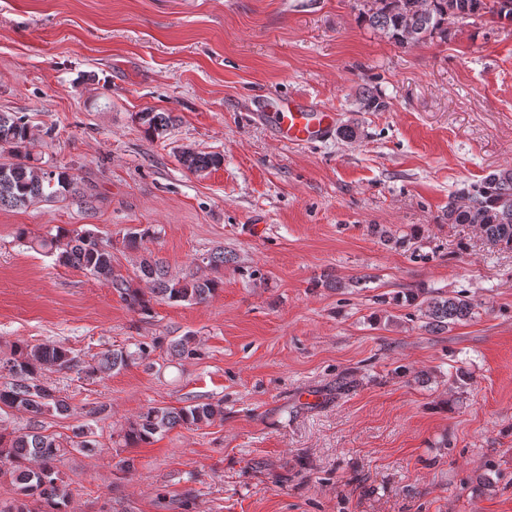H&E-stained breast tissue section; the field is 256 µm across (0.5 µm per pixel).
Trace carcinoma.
<instances>
[{
    "instance_id": "carcinoma-1",
    "label": "carcinoma",
    "mask_w": 512,
    "mask_h": 512,
    "mask_svg": "<svg viewBox=\"0 0 512 512\" xmlns=\"http://www.w3.org/2000/svg\"><path fill=\"white\" fill-rule=\"evenodd\" d=\"M512 20V0H372L364 11V20L375 31L388 36L400 46H412L428 38H447L448 26L463 24L485 16ZM141 124L152 138H162L173 124L169 112H144ZM32 137L26 116L0 112V150L20 154ZM183 168L201 174L221 165L215 154L184 148L178 154ZM80 194L77 179L66 167L43 168L29 161L0 164V209L21 208L39 202L64 201ZM448 223L473 224L491 243L512 246V170H495L480 183L448 200ZM154 228L134 227L125 242L137 248L154 238ZM19 241L29 249L53 258L55 265L76 268L104 279L113 292L137 312L150 311L153 299L169 303L197 304L212 297L223 287L222 280L194 273L170 276L158 261L144 259L131 275L114 272L112 245L90 231L57 228L54 234L30 236L22 229ZM151 284L150 293L135 286L136 281ZM417 302V311L432 330L448 329L472 318L474 303L462 295H434ZM170 348L180 359L197 355L192 339L184 336ZM135 353L114 349L94 366L83 368L90 376H102L119 370L133 361ZM79 361L64 349L32 345L25 341L11 344L0 356V372L8 379L0 383V405L29 415L24 432L0 428V479H10L17 498L0 504V512H70L71 484L57 463L71 448L97 447L84 428L72 434L46 432L43 418L66 416L70 412L67 398L45 385L47 370H71ZM221 412L218 405L193 402L181 407L147 406L118 430L119 443L135 448L153 442L156 436L177 427L192 428L210 422Z\"/></svg>"
}]
</instances>
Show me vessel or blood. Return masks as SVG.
<instances>
[{"label": "vessel or blood", "instance_id": "obj_1", "mask_svg": "<svg viewBox=\"0 0 512 512\" xmlns=\"http://www.w3.org/2000/svg\"><path fill=\"white\" fill-rule=\"evenodd\" d=\"M258 108L270 124L275 141L284 146L312 145L336 132L335 113L322 110L308 99L270 95L259 99Z\"/></svg>", "mask_w": 512, "mask_h": 512}]
</instances>
